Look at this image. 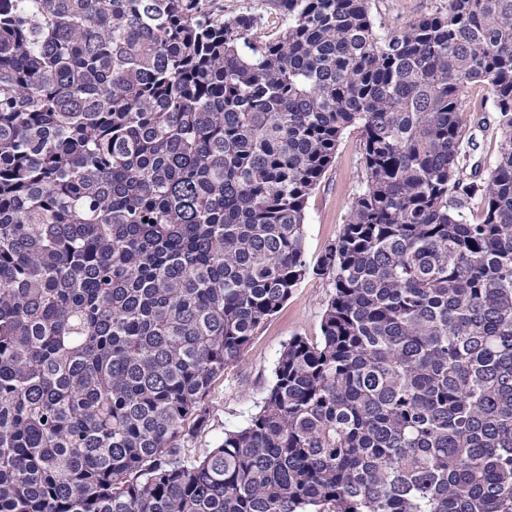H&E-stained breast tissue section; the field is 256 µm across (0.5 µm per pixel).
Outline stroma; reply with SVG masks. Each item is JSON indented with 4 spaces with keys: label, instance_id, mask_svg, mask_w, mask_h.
<instances>
[{
    "label": "stroma",
    "instance_id": "1",
    "mask_svg": "<svg viewBox=\"0 0 512 512\" xmlns=\"http://www.w3.org/2000/svg\"><path fill=\"white\" fill-rule=\"evenodd\" d=\"M370 6L377 30L387 33L406 29L424 14L446 11L448 0H371ZM462 108L465 130L477 145L474 156L482 164V173H489L500 149L491 87L480 82L467 85ZM361 147L357 128L347 129L333 163L308 199L304 252L309 264H316L326 246L338 237L355 196L365 186ZM333 292L331 280L316 275L293 289L257 331L245 355L229 365L210 389L206 398L208 423L186 445V457L202 455L223 440L225 431L246 423L272 382L274 363L283 345L297 335L319 340L323 310Z\"/></svg>",
    "mask_w": 512,
    "mask_h": 512
}]
</instances>
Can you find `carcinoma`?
Segmentation results:
<instances>
[{
	"label": "carcinoma",
	"mask_w": 512,
	"mask_h": 512,
	"mask_svg": "<svg viewBox=\"0 0 512 512\" xmlns=\"http://www.w3.org/2000/svg\"><path fill=\"white\" fill-rule=\"evenodd\" d=\"M0 0V512H512V0ZM494 91L476 180L462 93ZM366 186L316 265L344 131ZM314 274L246 424L206 397ZM219 6L224 5V16L233 15L239 12H251L257 16L256 35L262 36L271 28L269 23L273 17L282 16L274 1L269 0H219ZM370 6L377 30L387 33L406 29L424 14L445 12L448 0H371Z\"/></svg>",
	"instance_id": "cac0c4a2"
}]
</instances>
